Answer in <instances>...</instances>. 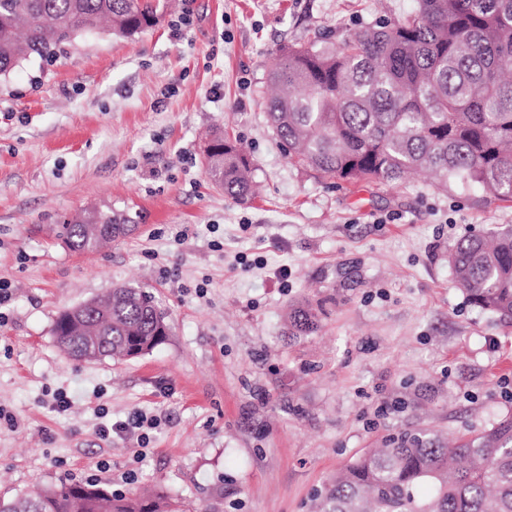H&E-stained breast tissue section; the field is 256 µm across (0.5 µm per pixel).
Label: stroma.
<instances>
[{
    "mask_svg": "<svg viewBox=\"0 0 512 512\" xmlns=\"http://www.w3.org/2000/svg\"><path fill=\"white\" fill-rule=\"evenodd\" d=\"M415 7L173 0L155 27L79 33L0 76V495L67 478L195 512H313L327 479L390 435L512 416V319L470 304L448 264L456 239L512 225V202L425 174L395 189L325 180L289 163L266 120L284 46ZM215 130L251 159L249 202L205 174ZM106 207L133 230L70 250L60 225ZM122 284L165 309L164 343L69 357L57 312ZM298 304L316 332L290 335ZM136 412L142 428L101 438Z\"/></svg>",
    "mask_w": 512,
    "mask_h": 512,
    "instance_id": "35a3bbf8",
    "label": "stroma"
}]
</instances>
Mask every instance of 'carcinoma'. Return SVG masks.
<instances>
[{"label": "carcinoma", "instance_id": "obj_1", "mask_svg": "<svg viewBox=\"0 0 512 512\" xmlns=\"http://www.w3.org/2000/svg\"><path fill=\"white\" fill-rule=\"evenodd\" d=\"M164 0H0V75L36 55L50 59L80 32L107 23L120 34L158 24ZM512 0H417L415 10L338 44L288 46L268 74V122L288 160L348 183L399 187L417 171L512 201ZM207 174L238 202L252 199V167L224 134L207 150ZM100 224H130L96 209ZM75 251L99 249L85 220L61 225ZM448 262L474 306L512 319V228L453 242ZM86 319L68 310L53 335L70 357L128 360L163 343L168 327L150 292L116 286ZM291 335L316 329L312 309L288 315ZM317 512H512V416L453 447L401 432L336 471ZM0 512H186L165 496L110 493L62 481L0 495Z\"/></svg>", "mask_w": 512, "mask_h": 512}]
</instances>
